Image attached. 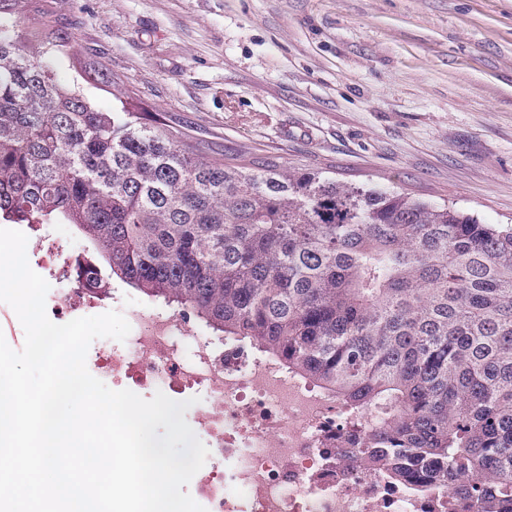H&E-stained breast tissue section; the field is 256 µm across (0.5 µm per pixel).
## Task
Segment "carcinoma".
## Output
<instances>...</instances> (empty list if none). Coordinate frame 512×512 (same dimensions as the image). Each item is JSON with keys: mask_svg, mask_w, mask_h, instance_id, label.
Returning <instances> with one entry per match:
<instances>
[{"mask_svg": "<svg viewBox=\"0 0 512 512\" xmlns=\"http://www.w3.org/2000/svg\"><path fill=\"white\" fill-rule=\"evenodd\" d=\"M0 0V220L72 224L81 286L118 278L380 413L359 460L422 492L512 512V227L322 171L208 160L122 101L58 22Z\"/></svg>", "mask_w": 512, "mask_h": 512, "instance_id": "cac0c4a2", "label": "carcinoma"}]
</instances>
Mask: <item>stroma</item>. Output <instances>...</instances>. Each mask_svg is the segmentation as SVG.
Returning a JSON list of instances; mask_svg holds the SVG:
<instances>
[{
  "mask_svg": "<svg viewBox=\"0 0 512 512\" xmlns=\"http://www.w3.org/2000/svg\"><path fill=\"white\" fill-rule=\"evenodd\" d=\"M189 147L512 225V0H43Z\"/></svg>",
  "mask_w": 512,
  "mask_h": 512,
  "instance_id": "obj_1",
  "label": "stroma"
}]
</instances>
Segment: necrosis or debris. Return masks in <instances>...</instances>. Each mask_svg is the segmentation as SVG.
<instances>
[{"instance_id":"necrosis-or-debris-1","label":"necrosis or debris","mask_w":512,"mask_h":512,"mask_svg":"<svg viewBox=\"0 0 512 512\" xmlns=\"http://www.w3.org/2000/svg\"><path fill=\"white\" fill-rule=\"evenodd\" d=\"M100 306L98 292L71 287L51 312L64 324ZM124 316L126 340L99 339L87 363L107 385L191 400L188 424L209 449L191 483L209 512H477L447 485L416 493L356 464L360 434L312 384L187 318L137 304Z\"/></svg>"}]
</instances>
